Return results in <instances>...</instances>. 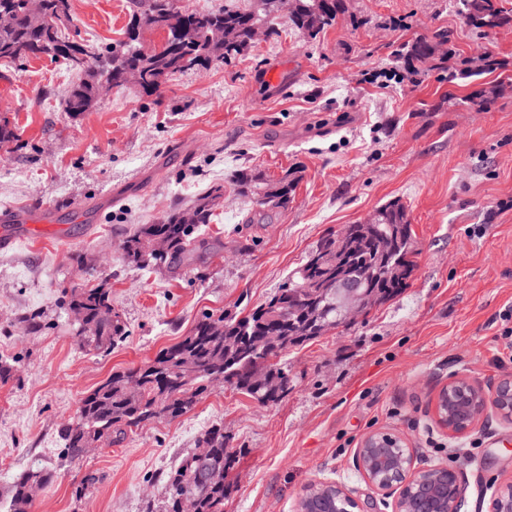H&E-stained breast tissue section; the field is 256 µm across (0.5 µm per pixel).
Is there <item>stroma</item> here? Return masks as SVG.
<instances>
[{
    "label": "stroma",
    "instance_id": "35a3bbf8",
    "mask_svg": "<svg viewBox=\"0 0 512 512\" xmlns=\"http://www.w3.org/2000/svg\"><path fill=\"white\" fill-rule=\"evenodd\" d=\"M88 44L123 39L129 0H72ZM459 0H347L316 40L285 17L267 20L232 62L177 76L161 99L113 89L74 117L72 80L49 58L0 64V118L19 135L0 151V212L18 209L55 229L0 250V358L17 381L0 384V512L22 475L51 472L31 512H162L163 477L219 423L234 463L224 512H297L299 496L328 478L362 487L353 458L369 433L404 438L423 464L462 472V512H490L512 483V423L449 439L435 420L449 371L482 385L512 373L502 334L512 311V29L465 26ZM453 28L465 55L491 51L504 69L449 79L410 75L392 44ZM504 84L486 111L463 103ZM296 169L287 209L260 213L234 176ZM220 184L208 253L172 274L126 266L120 245ZM410 215V285L363 319L289 349L288 397L263 405L217 384L194 408L126 432L70 466L56 464L59 431L79 400L117 370L139 367L191 329L205 310L250 312L303 264L319 239L391 201ZM205 277H197V269ZM110 278L129 336L87 351L57 304L62 287ZM38 309L44 326L18 324ZM100 480L83 499L86 472Z\"/></svg>",
    "mask_w": 512,
    "mask_h": 512
}]
</instances>
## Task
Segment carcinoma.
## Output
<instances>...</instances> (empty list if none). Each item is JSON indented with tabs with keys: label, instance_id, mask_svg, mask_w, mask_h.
<instances>
[{
	"label": "carcinoma",
	"instance_id": "carcinoma-1",
	"mask_svg": "<svg viewBox=\"0 0 512 512\" xmlns=\"http://www.w3.org/2000/svg\"><path fill=\"white\" fill-rule=\"evenodd\" d=\"M23 0H0V10L14 11L13 25L0 27V61L25 63L48 57L65 64L81 75L64 100V110L74 116L90 112L100 104L102 84L114 87L126 85L125 74L138 69L142 81L138 86L146 96L161 97L168 83L178 74L193 69H207L224 64L246 51L252 44L255 25L278 12L276 0H258L257 8L236 10L226 8L216 12H188L176 5V0H131V18L164 34L186 30V40L180 50L170 53L158 48L145 50L134 39L135 25L125 32V39L106 48L103 53H91L83 65L73 61L70 50L75 39L65 30L73 21L72 0H42L41 27L28 22ZM296 11L288 21L302 35L315 38L336 23L345 13L344 0H296ZM464 23L480 31L512 27V6L508 0H461ZM402 58L412 75L427 66L442 65L457 56L452 30L439 31L431 38L417 36L393 50ZM504 68L494 54L485 52L476 57H464L459 70L448 72V81L458 75L493 73ZM503 92V85H492L469 95L466 103L477 112H484ZM299 176L288 170L278 180L268 183L244 172L235 180L242 186L253 185L255 205L285 209L292 202ZM221 185L211 187L193 204L168 215L156 224H141L126 240L123 260L133 268L172 270L182 266L205 243L195 233V227L211 223L216 199L223 195ZM380 221L401 227L400 237L387 252L370 241L348 255V272L365 279L371 292L384 304L399 296L409 286L415 268L411 220L404 205L391 201L379 208ZM169 240L167 253L157 255L150 250L153 238ZM321 254L314 250L306 262L288 275L282 288L262 307L247 315L204 313L189 333L161 350L152 360L127 371H116L84 393L79 400L76 416L61 428L63 459L82 458L91 444L112 445V434L142 427L162 419H174L193 409L209 391L211 383L222 380L233 385L262 404L277 403L288 396L292 379L288 366L279 361L266 364L267 387L257 390L249 379L264 357L266 339L275 337L281 351L316 340L344 322L336 316L330 288H310L307 283L326 274L319 263ZM68 310L82 315L78 335L89 349L106 352L127 334L120 311L112 303V283L104 278L94 285H76L63 291ZM198 443L211 449L206 462L198 461L193 453L184 454L170 469L164 480L165 512H181L183 499L194 500V512H224L226 470L232 463L227 451L228 437L224 427L213 425L204 430ZM48 475L32 471L18 479L11 489L13 512H28L31 484L45 485ZM438 493L429 502L436 510L443 498L454 492L452 479L439 476Z\"/></svg>",
	"mask_w": 512,
	"mask_h": 512
}]
</instances>
